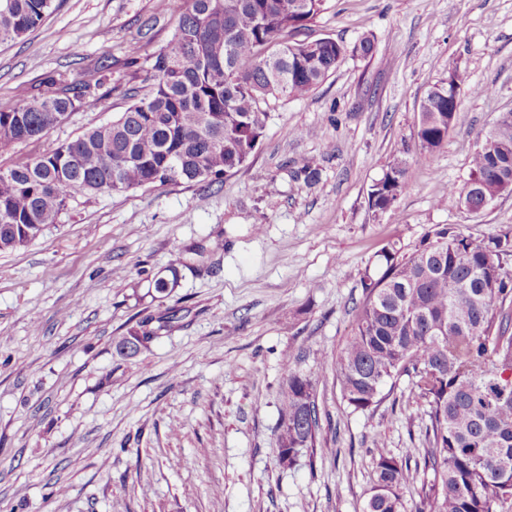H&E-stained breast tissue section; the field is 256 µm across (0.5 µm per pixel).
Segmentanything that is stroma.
<instances>
[{
  "label": "stroma",
  "mask_w": 512,
  "mask_h": 512,
  "mask_svg": "<svg viewBox=\"0 0 512 512\" xmlns=\"http://www.w3.org/2000/svg\"><path fill=\"white\" fill-rule=\"evenodd\" d=\"M181 4L54 0L40 28L0 45V110L58 75L102 100L0 151V168L124 112L147 68L128 43L166 46ZM368 34L372 55L346 56L306 98L271 100L237 172L73 194L57 224L0 252V512H363L374 439L400 457L422 447L427 406L408 381L355 412L330 362L385 245L412 250L438 224L477 240L512 225V193L477 214L440 203L467 181L477 132L512 109V0H327L298 37ZM455 69L470 82L455 125L421 154L419 103ZM405 147L421 161L395 211L374 212L370 187ZM303 159L318 181L295 177ZM171 277L176 288L157 293ZM172 307L171 327L120 355L129 328ZM286 351L322 417L316 447L288 470L277 463Z\"/></svg>",
  "instance_id": "1"
}]
</instances>
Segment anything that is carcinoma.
Returning <instances> with one entry per match:
<instances>
[{
	"instance_id": "1",
	"label": "carcinoma",
	"mask_w": 512,
	"mask_h": 512,
	"mask_svg": "<svg viewBox=\"0 0 512 512\" xmlns=\"http://www.w3.org/2000/svg\"><path fill=\"white\" fill-rule=\"evenodd\" d=\"M326 0H184L171 41L153 53L148 91L112 122L47 153L16 156L0 168V251L37 239L57 223L73 192L96 195L173 182L213 183L257 150L270 118L269 98L308 96L347 54L368 56L373 39L352 48L325 37L294 36ZM52 0H0V45L38 28ZM440 80L419 105L416 137L423 152L448 140V92ZM100 100L50 79L37 97L22 95L0 111V149L43 135L76 109ZM470 176L492 196L512 184V111L477 136ZM396 155L371 185L369 205L395 210L416 161ZM512 227L475 240L454 224L428 231L411 252L393 242L378 272L361 279L363 300L351 336L333 356L342 399L354 411L378 405L384 389L406 376L427 405L424 448L396 457L376 441L371 495L364 512H503L512 503ZM176 319L146 318L120 349L137 353ZM158 327H152V322ZM288 372L280 407L278 463L296 464L314 448L321 416L312 381L283 356Z\"/></svg>"
}]
</instances>
